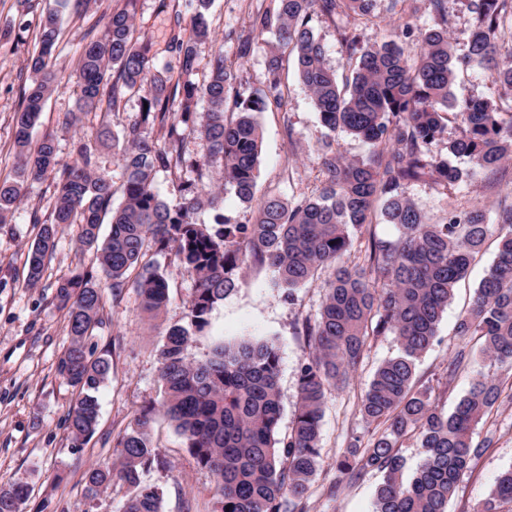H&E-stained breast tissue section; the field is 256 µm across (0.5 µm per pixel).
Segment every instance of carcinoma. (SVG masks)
Wrapping results in <instances>:
<instances>
[{
    "label": "carcinoma",
    "mask_w": 512,
    "mask_h": 512,
    "mask_svg": "<svg viewBox=\"0 0 512 512\" xmlns=\"http://www.w3.org/2000/svg\"><path fill=\"white\" fill-rule=\"evenodd\" d=\"M377 0H278L275 14L254 23L274 32L267 57L270 83H280L285 63L293 61L299 81L311 94L326 133L317 149L322 188L295 204L269 197L250 224L225 220L209 228L196 222L204 205L216 207L225 188L244 204L252 203L260 155L255 113L268 106L267 96L229 101L232 75L224 51H214L206 79L191 80L199 67L198 45L212 38L206 14L213 0H184L175 11L191 19L186 38L175 37L182 80L171 84L169 72L153 63L148 44L134 36L133 15L121 10L103 18L101 36L87 42L79 59L80 100L85 109L112 112L126 94L145 92L148 108L123 129L120 161L125 172L123 204L112 209V185L94 172L96 152L113 146L106 123L76 145L78 160L60 166L53 136L30 147L48 95L58 86L49 65L59 36V14L48 10L38 20V52L28 65L32 84L15 115L17 178L0 180V224L22 200L28 180L56 175L50 222L41 225L28 259L27 284H38L52 257L59 229L78 226L80 248L96 251L101 278L75 274L58 281L56 299L68 314L67 346L56 371L78 394L67 411L74 438L91 436L99 422V388L112 373V360L92 357L86 341L102 322V286L117 290L127 274L139 269L135 287L143 310L157 318L168 301V285L157 266L143 261L146 252H174L195 277L188 306L190 327L166 329L159 348L164 400L146 408L117 443L115 463L86 472L87 489L96 493L113 477L130 488L123 512H161L157 489L141 485L140 473L164 463L153 446L149 426L162 414L174 423L197 464L216 479L218 512H308V491L320 452L326 395L349 384L370 339L391 334L396 356L376 369L359 405L373 427L366 443L356 437L336 464L343 483L368 473L383 474L374 512H448L464 477L491 445L473 443L477 425L501 402L502 375L512 374V200H502L495 223L481 208L454 210L431 220L407 195L408 184L429 180L444 190L463 181L464 173L448 156L466 157L473 168L495 173L512 158V114L490 100L458 101L451 86L456 64L487 73L512 90V43L505 44L504 22L512 18V0H468L471 22L468 54L454 61L448 31V0H429L433 25L415 47L404 38L417 22L418 0L401 5V23L386 40L360 45L357 24L376 17ZM353 18L338 26L349 74L338 77L325 62L326 49L311 21ZM204 118L195 122L197 105ZM458 121L459 134L448 141V155L430 154L443 137L447 115ZM166 131L160 145L141 135V126ZM185 131L178 130L179 125ZM208 144L203 165L224 169V187L178 186L171 201L160 198L154 180L160 170L173 172L184 163V133ZM353 135L372 150L361 159L336 153V134ZM111 214L109 235L100 238L102 216ZM393 226L395 239L375 235L377 219ZM499 243L495 260L476 288L470 306L458 318L457 335L474 339V358L494 371L479 375L454 410L440 407V394L416 385L417 362L432 345L455 285L491 234ZM367 238L364 263L351 260L355 240ZM253 261L276 274L274 287L291 296L328 273L316 318L306 320L309 356L299 377V400L288 436L275 435L282 414L278 389L279 347L270 341L242 339L221 343L199 363L186 359L190 328L208 323L214 307L240 287L239 270ZM414 439L420 463L404 477L403 442ZM26 489L0 487V512H19ZM512 505V467L501 474L489 495L471 512H502Z\"/></svg>",
    "instance_id": "obj_1"
}]
</instances>
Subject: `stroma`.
<instances>
[{"label": "stroma", "instance_id": "obj_1", "mask_svg": "<svg viewBox=\"0 0 512 512\" xmlns=\"http://www.w3.org/2000/svg\"><path fill=\"white\" fill-rule=\"evenodd\" d=\"M55 0H0V180L16 175L14 117L24 90L30 83L27 67L37 48L36 16ZM275 0H214L208 23L213 41L199 46L196 80H203L216 47H223L232 75V97L245 100L267 91L266 67L271 31L256 29V13L274 11ZM134 16L137 37L151 46L157 67L179 70L170 40L189 35V17L174 21L173 7L158 0H86L82 7L67 5L62 13L59 46L49 63L62 76L58 88L47 98L33 141L53 135L61 163H72L79 135L97 128L100 115L80 109L78 59L91 37L102 32L104 16L121 9ZM249 40L252 49L241 55L239 44ZM284 106L269 103L257 113L262 132L256 200L278 196L294 203L316 193L320 186L316 149L325 132L307 89L293 70L282 74ZM451 92L457 100L486 99L512 106V94L494 84L489 76L471 69L458 70ZM76 122L75 129L62 126L64 117ZM186 165L175 172L161 171L155 189L172 199L177 185L197 183L219 186L224 182L220 165L197 173L194 164L208 153L206 142L186 136ZM502 179L489 181L474 171L459 187L441 191L432 183H411L406 194L432 220L446 217L456 208L478 207L495 212L501 198L512 197V160L504 163ZM52 180L28 182L25 196L7 223L0 224V485H22L28 490L20 512H122L128 489L113 481L104 491L92 494L84 474L89 467L116 459V444L133 423L140 409L163 398L158 377V348L167 327L189 322L188 305L195 278L175 261L173 255L148 251L168 283L169 301L158 318L143 312L134 281L119 290L104 289L102 323L88 340L94 354L110 353L112 375L100 387V419L94 434L74 438L65 421L75 397L73 389L56 374V363L67 339L68 318L55 299L59 279L77 274H98L96 253L79 250L78 229L62 228L45 275L36 286H28V251L39 230L49 219L54 203ZM496 238H488L476 255L466 279L455 287L453 298L438 326L437 336L419 360L418 386H430L441 394L440 404L451 410L484 367L463 362L449 372V362L469 351L470 342L455 334L459 315L469 306L474 290L493 263ZM275 273L266 265L248 264L241 272V286L212 311L209 323L194 331L187 346V360L208 358L219 342L243 337L274 341L280 349L278 387L282 417L278 437H286L298 403L299 375L309 347L301 333L304 320L315 318L322 298L323 282L315 280L286 295L274 286ZM398 349L394 336L372 339L358 372L342 390L328 393L321 425L320 465L309 490V512H373L374 492L381 476L377 473L345 484L338 495L329 489L336 482V461L346 450L351 436L366 435L368 428L358 405L376 367ZM150 437L160 448L165 463L145 470L143 485L162 493L161 512H215L216 487L212 474L201 468L188 451L174 425L155 416ZM478 437L492 436L493 442L463 480L448 512H470L483 499L496 478L512 467V400L503 399L499 408L477 426Z\"/></svg>", "mask_w": 512, "mask_h": 512}]
</instances>
